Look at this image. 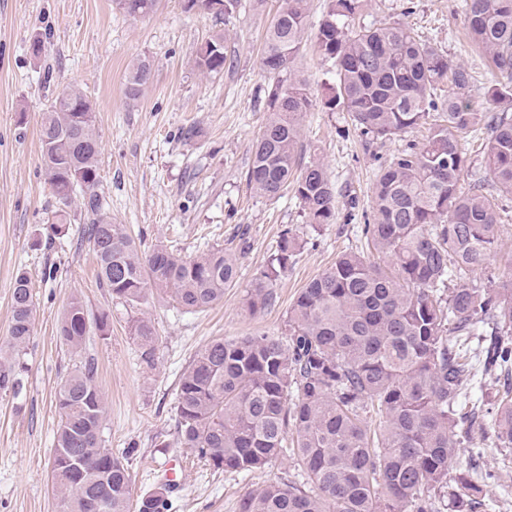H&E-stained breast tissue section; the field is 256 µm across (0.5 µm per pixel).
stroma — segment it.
Here are the masks:
<instances>
[{"mask_svg": "<svg viewBox=\"0 0 512 512\" xmlns=\"http://www.w3.org/2000/svg\"><path fill=\"white\" fill-rule=\"evenodd\" d=\"M465 0H368L366 21L392 18L407 23L422 39L437 43L467 66V90L476 105L488 107L491 80L486 58L466 32ZM278 0H253L230 19L207 11H185L181 0H158L148 16L131 17L112 0H0V349L6 348L11 295L17 270H26L34 294V327L23 360L20 394L0 391V512H58L52 487L54 436L59 417L56 396L63 380L92 361L105 398L102 435L114 453L134 449L132 494L162 483L163 465L180 458L175 401L179 377L196 353L213 339L282 336L288 308L301 288L331 267L339 254L368 250L361 232L369 211L375 172L398 150L422 141L425 129L365 144L346 113L325 105L333 67L308 38L294 63L313 106L302 121L300 161L310 151L323 159L342 204L335 223L312 229L296 199L269 200L247 181L252 145L268 112L269 83L261 66L266 29ZM223 34L233 65L218 75L194 65L201 44ZM45 48L32 56L30 43ZM149 57L153 76L136 102L124 94L134 60ZM66 85L90 100L101 143L98 192L104 212L124 224L142 250L175 246L182 255L221 246L240 256L237 284L220 303L199 312L169 298L150 296L132 307L99 285L96 262L83 234L88 222L73 206L65 233L52 235L57 208L41 163V114ZM196 137L183 135L186 127ZM355 208H348V200ZM301 247L274 287L275 302L258 314L247 307L255 271L276 251L284 230ZM90 316L108 313L107 335L90 330L81 355L57 337L72 296ZM151 319L158 343L153 361L132 336L136 318ZM182 478L167 495V512H239L249 491L283 476L295 477L290 459L239 474L181 459ZM496 475L477 512H512V453L485 448L473 479Z\"/></svg>", "mask_w": 512, "mask_h": 512, "instance_id": "stroma-1", "label": "stroma"}]
</instances>
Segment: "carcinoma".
Wrapping results in <instances>:
<instances>
[{"instance_id":"carcinoma-1","label":"carcinoma","mask_w":512,"mask_h":512,"mask_svg":"<svg viewBox=\"0 0 512 512\" xmlns=\"http://www.w3.org/2000/svg\"><path fill=\"white\" fill-rule=\"evenodd\" d=\"M131 16H148L156 0H115ZM366 0H326L315 37L333 62L326 104L348 114L370 142L423 124L430 134L393 155L376 174L372 223L363 227L376 253L344 252L300 290L288 309L284 336L216 338L182 372L176 393L178 444L224 471L261 470L292 457L299 479H278L247 492L240 512H476L483 486L454 472L461 438L478 436L512 451V387L498 398L490 422L472 400L486 376L512 380V255L483 284L471 277L497 253L508 212L469 170L462 135L487 130L485 170L512 196V115L480 111L465 93L471 75L439 47L400 21L366 23ZM475 44L490 58L494 101L512 100V0H466ZM309 26L307 0H280L267 28L263 69L268 119L252 149L247 180L277 199L293 192L306 223L336 221V188L320 157L298 162L301 124L313 101L301 80L285 77ZM224 35L208 39L195 65L224 71ZM153 65L130 67L126 98L137 100ZM45 176L58 203L52 227L61 234L68 208L82 197L87 241L98 280L131 305L156 292L189 312L224 299L239 275V257L219 247L180 256L164 245L145 252L125 225L103 213L99 134L85 93L67 85L40 126ZM287 229L252 281L248 308L271 305L273 286L300 248ZM33 289L16 274L9 329L10 357L0 362V391L23 389L19 355L33 329ZM109 316L90 319L74 296L58 338L81 355L90 324L105 335ZM132 335L151 358L158 341L150 319ZM52 483L59 512H130L133 449L114 456L102 437L104 398L93 364L70 372L57 394ZM383 419L373 434L363 415ZM168 485L141 495L136 512H164Z\"/></svg>"}]
</instances>
